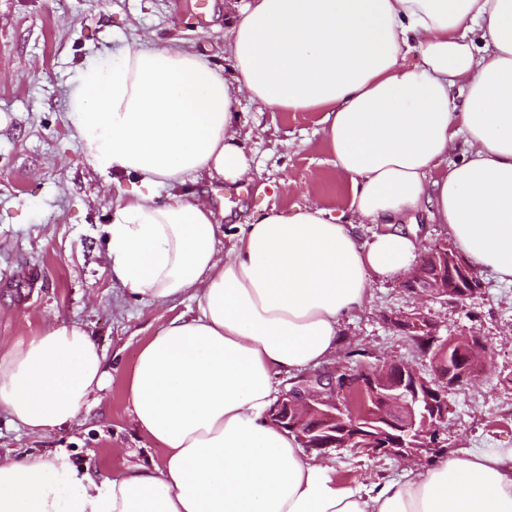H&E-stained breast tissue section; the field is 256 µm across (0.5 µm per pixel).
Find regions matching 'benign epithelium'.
<instances>
[{
	"mask_svg": "<svg viewBox=\"0 0 512 512\" xmlns=\"http://www.w3.org/2000/svg\"><path fill=\"white\" fill-rule=\"evenodd\" d=\"M449 260L451 276L465 287L455 291L448 287V275L433 280L423 279L424 262L400 282L407 293L434 298L459 296L456 303L481 294L483 282L477 270L458 251L439 250ZM394 330L436 332L435 323L420 310L395 311L385 316ZM466 358H448L447 370L439 372L436 361L429 360L430 374L403 361L384 360L373 369H364L357 378L344 380V387L359 383L379 406H369L363 414L366 421L380 424L378 434L360 432L349 438L336 430L345 412L336 385V371L318 370L295 381L273 409L271 420L280 428L296 432L307 452L324 455L331 448H361L400 461H420L431 454L438 443L435 438L446 432L448 391L458 379L476 364L485 361L489 344L481 335H465Z\"/></svg>",
	"mask_w": 512,
	"mask_h": 512,
	"instance_id": "benign-epithelium-1",
	"label": "benign epithelium"
}]
</instances>
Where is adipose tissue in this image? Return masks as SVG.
<instances>
[{"instance_id": "ef3b65f1", "label": "adipose tissue", "mask_w": 512, "mask_h": 512, "mask_svg": "<svg viewBox=\"0 0 512 512\" xmlns=\"http://www.w3.org/2000/svg\"><path fill=\"white\" fill-rule=\"evenodd\" d=\"M231 19L230 68L147 38L68 90L84 158L134 179L102 229L113 282L146 306L197 303L156 329L127 382L162 461L112 478L63 449L6 456L0 512H512V448L440 454L365 490L268 418L281 375L328 360L372 279L411 272L401 226L416 214L512 283V0H235ZM244 98L321 113L349 217L267 207L220 248L219 209L183 186L252 180ZM362 224L384 230L364 241ZM106 382L102 348L55 322L0 354V413L44 436Z\"/></svg>"}]
</instances>
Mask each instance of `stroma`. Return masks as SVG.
Returning <instances> with one entry per match:
<instances>
[{"mask_svg": "<svg viewBox=\"0 0 512 512\" xmlns=\"http://www.w3.org/2000/svg\"><path fill=\"white\" fill-rule=\"evenodd\" d=\"M227 0H208L205 21L195 0H0V353L20 337L56 321L80 324L106 352L108 383L98 405L68 427L27 435L0 414V457L67 449L110 477L135 463H160L164 451L134 424L126 383L138 351L156 328L193 313L196 304L142 306L113 283L101 226L119 191L84 158L73 138L67 88L78 76L112 62L120 41H176L223 62L229 38ZM240 118L254 134L245 148L254 180L224 201L225 233L259 215L318 201L348 210L350 182L322 138L317 112H269L242 101ZM481 295L465 304L417 299L398 280H376L364 309L345 320L346 348L366 362L389 358L427 369L414 343L393 331L386 313L422 308L443 336L474 330L490 344L486 369L448 397L447 448L493 453L512 448V283L482 272ZM337 483L372 487L400 477L405 462L342 448L327 453Z\"/></svg>", "mask_w": 512, "mask_h": 512, "instance_id": "obj_1", "label": "stroma"}]
</instances>
